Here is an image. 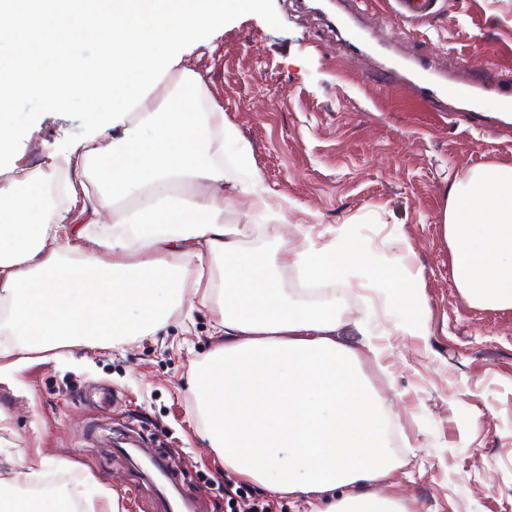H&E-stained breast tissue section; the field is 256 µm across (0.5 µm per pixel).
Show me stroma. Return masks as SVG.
<instances>
[{
	"instance_id": "1",
	"label": "stroma",
	"mask_w": 512,
	"mask_h": 512,
	"mask_svg": "<svg viewBox=\"0 0 512 512\" xmlns=\"http://www.w3.org/2000/svg\"><path fill=\"white\" fill-rule=\"evenodd\" d=\"M340 14L383 52L343 60ZM180 50L248 144L264 189L292 203L287 225L268 223L259 235L248 197H238L244 247L271 254L284 240L300 250L310 235L327 243L340 224L352 225L363 257L336 285L337 318L350 340L360 322L381 335L385 358L363 360L360 370L390 401L406 461L396 488L378 483L375 491L401 494L418 512H512V308L484 309L461 296L442 224L460 173L512 166V124L501 121L496 92L466 114L454 98L421 106L405 70L387 69L393 59H422L449 83L511 81L512 0H438L433 15L415 22L386 0H253ZM13 111V170L0 174V186L41 177L48 152L87 128L77 104L51 112L29 95ZM401 257L423 273L422 336L395 332L397 308L368 285ZM217 343L209 313L184 305L157 335L116 347L77 340L26 353L23 337L0 331L12 351L0 358V480L13 482L21 462L41 460L45 472L69 473L71 485L94 479L123 512H169L171 487L196 512H245L254 502L307 512L242 479L228 508L224 462L202 437L189 386L195 362ZM118 441L164 460L169 485L142 481L138 457L115 450Z\"/></svg>"
}]
</instances>
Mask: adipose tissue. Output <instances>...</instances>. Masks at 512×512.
Masks as SVG:
<instances>
[{
	"mask_svg": "<svg viewBox=\"0 0 512 512\" xmlns=\"http://www.w3.org/2000/svg\"><path fill=\"white\" fill-rule=\"evenodd\" d=\"M251 0H0V157L17 135L14 102L38 95L51 110L81 103L88 134L48 156L59 206L39 223L40 188L0 187V324L30 350L73 337L152 335L189 302L212 317L223 342L195 363L190 390L203 436L226 469L269 493L305 500L311 512H411L374 483L403 462L387 432L388 405L360 370L385 348L367 328L340 337L339 297L291 298L279 269L332 284L361 252L341 227L301 252H246L225 220L237 196L267 221L287 223L288 202L262 187L248 146L179 46L217 27ZM180 69L181 96L145 101L161 71ZM444 236L462 296L512 307V166L463 173L448 190ZM375 287L396 306H423L420 272L398 263ZM191 289L184 299L183 289ZM74 498L106 501L104 487H74L52 508L0 494V512H67Z\"/></svg>",
	"mask_w": 512,
	"mask_h": 512,
	"instance_id": "ef3b65f1",
	"label": "adipose tissue"
}]
</instances>
